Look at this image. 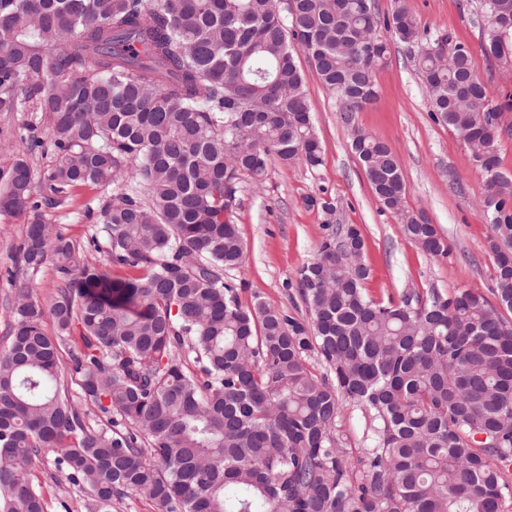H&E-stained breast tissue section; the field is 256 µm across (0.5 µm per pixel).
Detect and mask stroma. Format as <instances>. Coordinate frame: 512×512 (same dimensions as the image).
Listing matches in <instances>:
<instances>
[{
  "instance_id": "obj_1",
  "label": "stroma",
  "mask_w": 512,
  "mask_h": 512,
  "mask_svg": "<svg viewBox=\"0 0 512 512\" xmlns=\"http://www.w3.org/2000/svg\"><path fill=\"white\" fill-rule=\"evenodd\" d=\"M380 15L389 17L401 8L415 14L430 31L445 32L465 45L474 70L495 103L512 95V73L491 60L484 49L481 25L472 0H377ZM385 62L375 72L377 99L355 114L354 125L343 119V104L319 81L306 55L297 62L306 79L315 133L323 148V163L309 168L268 163L267 176L256 186L242 179L233 213L244 245V261L230 271L242 305L261 297L273 308L301 319L306 307L299 296L301 268L311 262L326 234L327 223L356 225L364 239V258L370 270L367 293L381 299L404 294H426L435 289L450 295L462 289L491 294L494 266L490 253L492 232L480 208L483 185L472 153L451 128L434 120L431 107L407 47L392 32ZM359 126L383 140L396 154L406 183V206L423 213L438 228L448 254L433 258L422 253L400 230L399 221L374 195L351 150V128ZM41 140L32 154V193L47 196L43 180L55 156L46 117L39 112H0V140L13 139L19 128ZM106 191L80 186L67 204L44 208L43 219L71 240L81 260L106 266L105 252L96 251L97 214ZM331 202L333 212L322 209ZM27 217L0 214V347L8 342L14 324L12 306L17 290L27 282L37 285L42 305L54 299L61 282L54 264L31 273L16 258ZM370 416L350 402L341 405L340 444L351 453L367 445ZM31 478L50 504V512H81L85 494L70 485L47 455L36 461Z\"/></svg>"
}]
</instances>
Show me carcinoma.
<instances>
[{"label":"carcinoma","mask_w":512,"mask_h":512,"mask_svg":"<svg viewBox=\"0 0 512 512\" xmlns=\"http://www.w3.org/2000/svg\"><path fill=\"white\" fill-rule=\"evenodd\" d=\"M487 54L512 62V0H476ZM385 26L423 79L431 112L485 152L493 305L473 290L376 300L353 224L330 230L299 273L307 318L260 299L245 308L226 272L244 247L232 222L241 176L270 158L322 164L302 50L345 106L351 148L381 204L422 252L448 254L437 227L405 205L397 156L354 125L377 97ZM41 112L55 164L32 196L19 130L0 213H28L18 261L55 260L48 306L20 289L0 348V512H49L28 472L55 454L84 512L128 493L158 512H505L512 482V175L497 143L512 132L468 49L377 0H0V112ZM113 187L97 215L114 276L80 261L43 222L72 190ZM58 334L45 332V317ZM95 430L70 403L60 346ZM317 353L326 370L306 364ZM371 415L369 445L339 447L341 399Z\"/></svg>","instance_id":"1"}]
</instances>
